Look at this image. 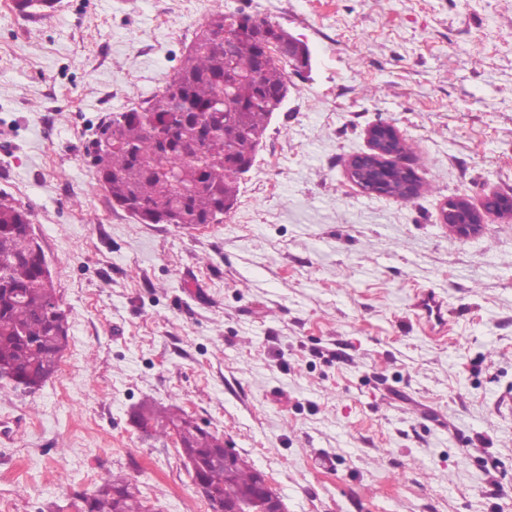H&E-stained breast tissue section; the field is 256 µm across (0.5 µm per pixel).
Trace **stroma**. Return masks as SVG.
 I'll return each instance as SVG.
<instances>
[{
	"label": "stroma",
	"mask_w": 512,
	"mask_h": 512,
	"mask_svg": "<svg viewBox=\"0 0 512 512\" xmlns=\"http://www.w3.org/2000/svg\"><path fill=\"white\" fill-rule=\"evenodd\" d=\"M244 10L311 55L289 73L222 223L143 224L89 152L201 24ZM384 122L411 199L352 184ZM512 0H59L0 10V195L34 212L69 323L35 393L0 381V512H78L112 474L155 512H213L173 440L176 405L271 479L287 512H512ZM482 212L467 237L448 198ZM448 302L428 335L417 291ZM443 224L459 235L467 236L476 232L482 222L478 211L472 210L470 205L462 196L449 199L445 202L441 211Z\"/></svg>",
	"instance_id": "1"
}]
</instances>
